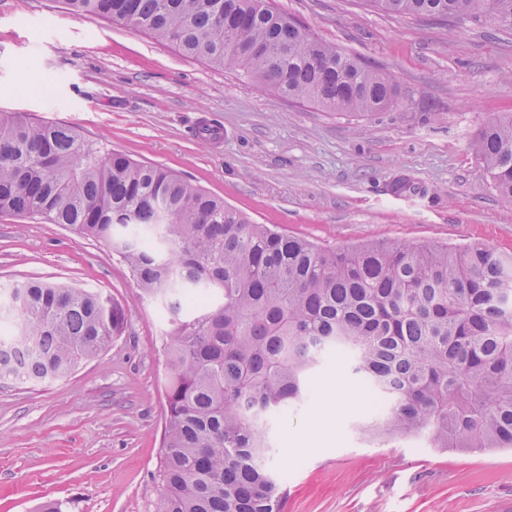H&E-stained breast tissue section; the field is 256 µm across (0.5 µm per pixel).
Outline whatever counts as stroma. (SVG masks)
<instances>
[{
	"instance_id": "obj_1",
	"label": "stroma",
	"mask_w": 512,
	"mask_h": 512,
	"mask_svg": "<svg viewBox=\"0 0 512 512\" xmlns=\"http://www.w3.org/2000/svg\"><path fill=\"white\" fill-rule=\"evenodd\" d=\"M319 40L387 73L396 108L341 115L296 103L243 71L62 0H0V111L71 126L105 151L165 166L258 224L318 245L405 240L512 253V202L471 149L512 113V22L387 14L369 0H275ZM222 129L203 139L201 122ZM31 279L110 300L121 332L50 383H0V512H158L168 310L143 295L102 241L38 217L0 214V289ZM313 402L273 425L269 468L283 512H512V451L381 442L354 432L370 394L335 352L309 378ZM353 395L327 426L328 387Z\"/></svg>"
}]
</instances>
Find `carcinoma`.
Here are the masks:
<instances>
[{"label": "carcinoma", "mask_w": 512, "mask_h": 512, "mask_svg": "<svg viewBox=\"0 0 512 512\" xmlns=\"http://www.w3.org/2000/svg\"><path fill=\"white\" fill-rule=\"evenodd\" d=\"M405 17L488 14L512 0H373ZM237 67L282 97L329 112L391 108L398 90L270 0H64ZM512 201V115L472 144ZM0 212L39 216L109 244L170 312L160 512H282L268 420L311 399L324 353L386 401L356 425L434 448H512V255L379 241L326 248L255 224L189 180L68 126L0 112ZM123 327L99 294L25 281L0 299V381L50 382L98 357Z\"/></svg>", "instance_id": "cac0c4a2"}]
</instances>
